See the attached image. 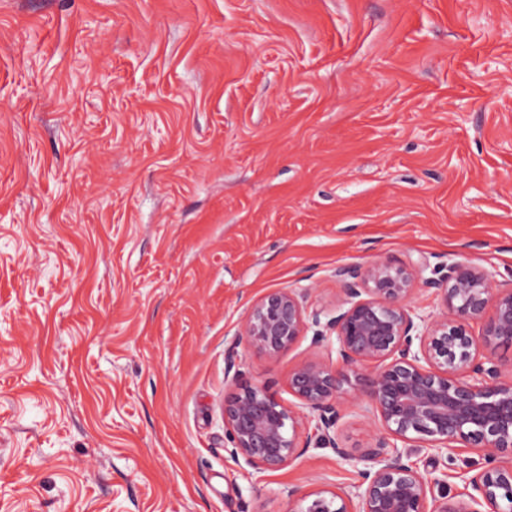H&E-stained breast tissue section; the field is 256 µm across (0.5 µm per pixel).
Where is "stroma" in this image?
Segmentation results:
<instances>
[{"label":"stroma","instance_id":"1","mask_svg":"<svg viewBox=\"0 0 512 512\" xmlns=\"http://www.w3.org/2000/svg\"><path fill=\"white\" fill-rule=\"evenodd\" d=\"M512 282V0H0V512H298L228 452L224 346L337 266ZM247 382L335 344L301 337ZM421 471L462 492L481 458Z\"/></svg>","mask_w":512,"mask_h":512}]
</instances>
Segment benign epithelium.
<instances>
[{"label":"benign epithelium","mask_w":512,"mask_h":512,"mask_svg":"<svg viewBox=\"0 0 512 512\" xmlns=\"http://www.w3.org/2000/svg\"><path fill=\"white\" fill-rule=\"evenodd\" d=\"M415 265L383 260L336 268L343 297L336 314L308 311L304 296L277 289L248 311L240 331L224 347L231 376L222 415L229 455L258 470L278 469L316 444L352 458L338 437L342 395L354 388L366 397L377 431L360 449L369 463L348 487L288 489L298 512H512V381L500 380L494 351L512 345V289L470 261L448 264L439 277ZM435 294L441 312L415 313L414 291ZM311 343L336 341V365L306 361L288 377L300 409L283 404L266 387L241 383L242 342L269 358L290 350L308 325ZM480 326L482 345L469 332ZM428 445L439 457L475 448L485 465L457 498L432 496L431 480L409 461Z\"/></svg>","instance_id":"benign-epithelium-1"}]
</instances>
